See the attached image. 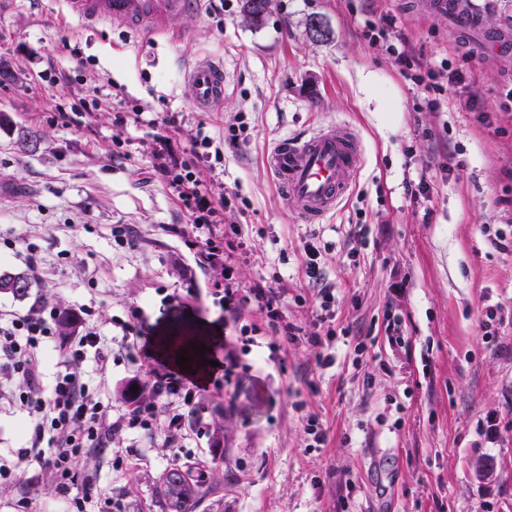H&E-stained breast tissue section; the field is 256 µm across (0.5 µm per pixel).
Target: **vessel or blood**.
Wrapping results in <instances>:
<instances>
[{
    "instance_id": "vessel-or-blood-1",
    "label": "vessel or blood",
    "mask_w": 512,
    "mask_h": 512,
    "mask_svg": "<svg viewBox=\"0 0 512 512\" xmlns=\"http://www.w3.org/2000/svg\"><path fill=\"white\" fill-rule=\"evenodd\" d=\"M422 5L438 17H452L463 33L476 22L468 0H422ZM199 6L200 0H66L70 15L79 23L112 24L138 34L163 32L172 18ZM188 81L199 109L210 110L224 96V70L213 61H198ZM361 161V143L353 130L333 124L305 138L278 140L267 165L288 192L297 214L316 222L336 212Z\"/></svg>"
}]
</instances>
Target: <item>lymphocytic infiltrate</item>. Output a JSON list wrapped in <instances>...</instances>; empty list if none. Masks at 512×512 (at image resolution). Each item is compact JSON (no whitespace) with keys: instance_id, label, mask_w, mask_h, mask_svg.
I'll return each instance as SVG.
<instances>
[{"instance_id":"f902f5d3","label":"lymphocytic infiltrate","mask_w":512,"mask_h":512,"mask_svg":"<svg viewBox=\"0 0 512 512\" xmlns=\"http://www.w3.org/2000/svg\"><path fill=\"white\" fill-rule=\"evenodd\" d=\"M114 119L151 136L152 176L168 187L191 217L189 223L170 224L166 230L193 250L197 266L208 278L213 302L237 340L248 345L256 336L273 334L312 347L330 345L336 336V289L327 282L320 251L313 244H305L303 263L306 277L318 288V305L309 325L290 319L283 282L262 280L246 288L239 281L236 268L250 248L241 227L225 221L232 200L212 162L213 138L201 130L185 135L176 115L169 112L137 108L116 112ZM0 244L24 266L32 283L46 286L44 262L29 235L9 236ZM250 305L262 314V324L245 323L243 314ZM61 317V310L41 295L24 308L0 309V384L7 388L8 401L24 427L20 446L0 454V482L39 467L53 480L66 512H85L95 490L94 480L76 470L85 450L111 447L120 438L127 448H134L133 432L153 429L160 421L164 427L157 447L178 454L192 433L204 431L205 388L187 385L159 366L147 371L145 384L130 394L122 410H114L79 370L89 359L100 377H107L111 369L112 351L98 332L95 307L80 306L82 331L65 343L59 340ZM52 349L59 351L61 360L48 383L44 380L46 353Z\"/></svg>"}]
</instances>
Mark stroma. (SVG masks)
Wrapping results in <instances>:
<instances>
[{
	"instance_id": "35a3bbf8",
	"label": "stroma",
	"mask_w": 512,
	"mask_h": 512,
	"mask_svg": "<svg viewBox=\"0 0 512 512\" xmlns=\"http://www.w3.org/2000/svg\"><path fill=\"white\" fill-rule=\"evenodd\" d=\"M473 2L480 22L461 41L452 20L406 0H273L257 26L242 0H224L220 13L205 0L151 36L84 26L65 0H0V235H32L47 261L45 296L62 310L95 306L102 333L142 307L138 364L176 373L187 354L211 394L204 434L179 457L163 456L143 431L133 455L93 448L80 458L97 486L87 512L109 500L121 512H164V472L196 462L207 471L193 512H512V322L492 346L479 327L484 305L512 310V244L496 248L480 231L512 218V111L497 109L512 86V47L495 59L483 51L490 33L512 31V0ZM314 16L326 37H309ZM383 16L421 71L446 59L462 70V83L443 84L440 111H425L424 86L400 75L385 42L365 37L366 21ZM201 58L224 68L223 103L209 112L195 107L187 82ZM50 65L69 74L78 96L108 81L121 94L115 108L177 113L189 134L205 127L237 199L226 220L254 246L240 280L283 278L288 314L302 325L316 294L303 245L314 241L343 331L328 350L331 367L318 366V349L279 341L239 353L225 384L231 328L192 275L190 249L162 230L187 218L147 178L150 138L113 126L108 112L91 132L57 125L59 94L38 76ZM470 95L468 110L460 101ZM241 117L249 136L229 145ZM336 122L358 134L361 167L335 216L310 223L266 157L280 138ZM27 132L36 147L22 148ZM422 178L429 196L411 199L406 182ZM117 224L137 230L136 246L115 241ZM355 224L366 226L367 242L353 261L345 251ZM388 312L403 319V346L385 335ZM309 412L327 433L324 447L308 445ZM489 414L505 427L494 448L476 431ZM24 497L39 512L62 508L36 467L0 485V512Z\"/></svg>"
}]
</instances>
